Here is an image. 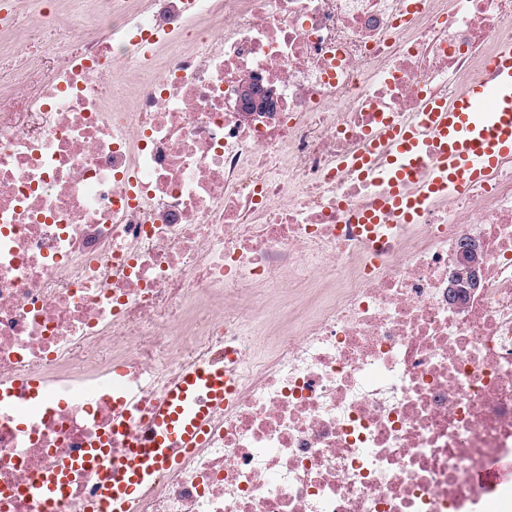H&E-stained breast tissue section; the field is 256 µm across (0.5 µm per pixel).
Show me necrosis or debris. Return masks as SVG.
Listing matches in <instances>:
<instances>
[{
  "label": "necrosis or debris",
  "mask_w": 512,
  "mask_h": 512,
  "mask_svg": "<svg viewBox=\"0 0 512 512\" xmlns=\"http://www.w3.org/2000/svg\"><path fill=\"white\" fill-rule=\"evenodd\" d=\"M0 18V512H86L196 363L243 364L135 512H486L512 461V157L380 246L379 134L512 43V0H66ZM269 112H240L249 78ZM480 288L448 302L464 240ZM89 448L62 501L34 484Z\"/></svg>",
  "instance_id": "4bbe7bcc"
}]
</instances>
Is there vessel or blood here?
Returning <instances> with one entry per match:
<instances>
[{
  "mask_svg": "<svg viewBox=\"0 0 512 512\" xmlns=\"http://www.w3.org/2000/svg\"><path fill=\"white\" fill-rule=\"evenodd\" d=\"M383 142L392 153L388 186L354 217L371 235L385 218L413 222L431 198L464 190L512 156V45L504 46L489 74L462 95L451 102L429 99L416 120L386 129ZM239 377V357L232 350L223 368H185L154 412L150 439L128 438L122 458L102 477L96 499L103 512H132L140 493L177 464L179 451L202 443L212 409L236 394ZM86 461L83 454L63 459L37 484V492L60 498Z\"/></svg>",
  "mask_w": 512,
  "mask_h": 512,
  "instance_id": "obj_1",
  "label": "vessel or blood"
}]
</instances>
